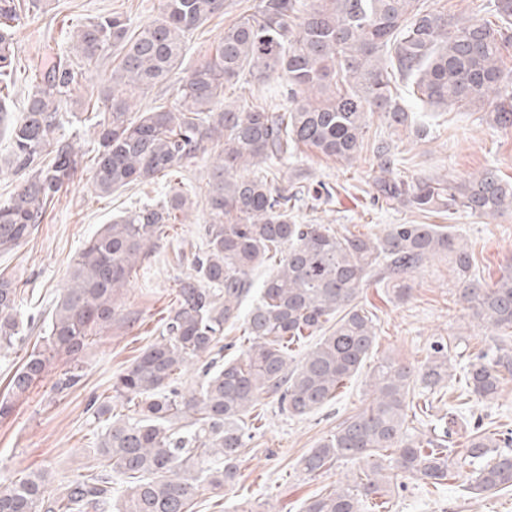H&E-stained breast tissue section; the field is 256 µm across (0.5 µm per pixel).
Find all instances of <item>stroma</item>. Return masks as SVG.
<instances>
[{
	"mask_svg": "<svg viewBox=\"0 0 512 512\" xmlns=\"http://www.w3.org/2000/svg\"><path fill=\"white\" fill-rule=\"evenodd\" d=\"M259 0H226L222 15L201 26L189 39L185 60L198 62L214 53L225 27L241 14L254 12ZM160 0H49L45 12L22 22L16 40L23 57L50 64L53 53L66 50L72 26L107 13H121L133 25L153 20ZM118 49L105 52L87 89L68 101L67 121L61 133L84 154L97 146L87 120L90 98L108 88ZM400 154L397 170L402 178L462 180L487 168L512 178V129L487 125L474 109L448 111L431 126L426 139L414 131L394 138ZM213 155L184 164L177 177H164L148 186H136L109 196L98 195L90 167H80L47 210L38 230L7 257H0V272L15 277L23 297L27 342L0 355V394L10 376L28 357L33 337L42 335L47 317L60 296L70 264L102 224L143 204L165 199L171 186L183 183L193 201L186 220L169 225L149 260L131 274L119 301L117 316L108 330L95 336L81 361L83 377L75 387L60 392L54 387L65 370L57 360L28 398L0 418V482L28 472L49 470L55 484H63L95 464L92 448L100 427L89 409L94 397L112 393V381L159 336L179 279L192 271L195 255L204 243L208 219L205 208L207 175ZM279 184L315 189L332 187L330 201L318 209L300 205L294 216L300 224H328L354 234L382 233L390 224L453 225L474 253L479 276L495 282L512 271V211L492 219L457 214H421L374 198L372 185L378 169L369 152L348 163L307 149L279 166ZM410 298L394 302L381 284L365 287L362 303L375 316L378 338L374 358L393 357L403 362L425 359L435 341L463 346L465 354L492 353L503 333L478 324L451 292L447 258H435L413 277ZM369 395L364 377L346 382L336 399L313 414L297 418L282 411L276 397L263 396L247 424L251 438L238 484L230 490H202L192 512H234L268 504L269 512H299L302 503L320 489L339 485L348 467L337 464L327 473L307 477L295 465L309 448L334 431L346 416L363 407ZM463 421L496 432H512V377L491 402L469 401L460 412ZM468 469L456 471L444 486L433 488L408 480L391 495V512H512V487L487 497L465 490Z\"/></svg>",
	"mask_w": 512,
	"mask_h": 512,
	"instance_id": "obj_1",
	"label": "stroma"
}]
</instances>
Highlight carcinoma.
<instances>
[{
	"label": "carcinoma",
	"mask_w": 512,
	"mask_h": 512,
	"mask_svg": "<svg viewBox=\"0 0 512 512\" xmlns=\"http://www.w3.org/2000/svg\"><path fill=\"white\" fill-rule=\"evenodd\" d=\"M225 0H162L157 18L130 31L120 13L97 17L71 34L76 58L60 56L45 72L33 65V91L21 118L10 122L7 163L24 179L0 202V256L26 241L83 156L55 133L63 126L62 98L87 82L89 66L110 47L122 51L112 68L103 114L92 123L97 150L92 181L100 195L151 182L219 145L209 173L205 251L193 273L179 280L165 326L154 342L112 382L133 406L115 414L95 398L105 423L98 466L49 493L52 476L30 472L0 489V512H191L200 489L231 487L245 448L244 418L264 395L282 410L306 417L336 397L364 369L377 339L373 315L359 298L380 275L398 301L410 296L413 274L431 259L448 258L458 300L477 322L512 330V272L493 285L480 280L467 244L439 224H390L380 236L338 232L326 224H298L293 210L304 189L276 185L274 166L301 146L341 162L370 148L379 175L375 198L420 212H463L479 218L512 211V182L485 169L466 179L408 181L396 175L392 135L412 128L428 134L419 115L393 96L404 83L434 112L451 105L485 107V122L512 128V76L501 68L512 44V0H494L496 21L457 19L428 9L427 0H259L257 10L224 29L215 54L182 78L176 99L147 111L137 99L182 64L186 39L224 11ZM22 20L21 0H0V90L12 83ZM277 79L284 102L258 105L224 98L227 83L261 87ZM380 112L390 130L369 139ZM192 202L180 189L166 199L103 225L73 260L48 332L12 374L0 397V418L26 397L65 355L74 366L57 385L71 388L89 337L112 326L129 274L152 253L167 225ZM278 268L248 308L249 273L273 257ZM241 324L249 346L221 365L206 363L203 380L175 387L183 369L224 350V327ZM319 336L302 358L291 346ZM24 339L16 281L0 274V350ZM457 360L437 342L418 366L390 357L368 374L370 401L345 418L297 462L318 476L336 463L354 465L336 488L304 501L302 512H389L392 486L415 479L436 488L454 465H468L470 493L512 486V437L476 428L465 456L452 459L458 413L426 433L414 399L439 395ZM512 376V346L492 358L477 354L462 366L463 395L498 396Z\"/></svg>",
	"instance_id": "carcinoma-1"
}]
</instances>
